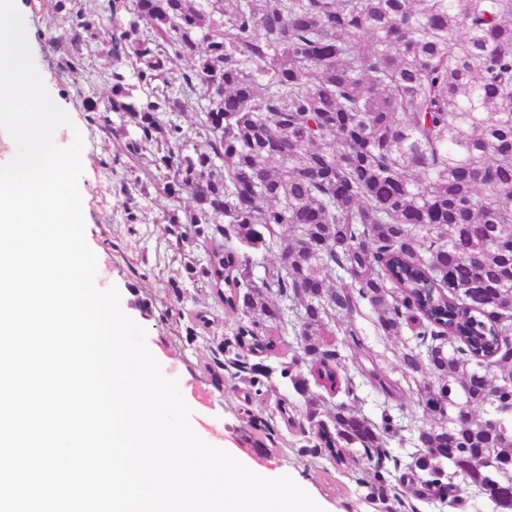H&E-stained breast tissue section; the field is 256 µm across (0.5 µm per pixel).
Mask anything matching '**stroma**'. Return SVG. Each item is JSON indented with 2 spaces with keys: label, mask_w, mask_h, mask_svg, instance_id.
Returning a JSON list of instances; mask_svg holds the SVG:
<instances>
[{
  "label": "stroma",
  "mask_w": 512,
  "mask_h": 512,
  "mask_svg": "<svg viewBox=\"0 0 512 512\" xmlns=\"http://www.w3.org/2000/svg\"><path fill=\"white\" fill-rule=\"evenodd\" d=\"M30 26L37 31L31 52L35 65L44 75V83L59 104L66 108L73 131H62L60 147L82 140L83 173L79 189L84 199L85 238L98 260L100 281L116 287L122 311L146 332V345L158 361L163 375L177 380L180 393L191 410L190 424L206 443L223 449L237 459L255 464L249 448L260 441L272 456L259 465L268 478L290 476L324 512H378L365 501L366 491L355 480L351 466L303 455L298 446L299 433L280 417L275 397L245 404L242 391L231 385L216 388L205 369L217 339L232 336L239 318L225 312L206 289L188 286L182 297H175L170 278L178 266L165 250L163 225L158 215L173 206V199L150 192L137 197V223H129L128 202L120 187L130 177L131 159L122 147L134 138L132 119H115L114 136H104L89 120L84 101L103 103L110 86V61L96 56L79 83L61 74L55 63L53 41L69 37L66 27H47L45 19L53 14L55 0H21ZM150 315H143V308ZM204 312L206 325L198 327L194 339L177 335V322L191 324L197 312ZM267 420L269 431L252 429L241 418L244 407ZM257 464V463H256Z\"/></svg>",
  "instance_id": "obj_1"
}]
</instances>
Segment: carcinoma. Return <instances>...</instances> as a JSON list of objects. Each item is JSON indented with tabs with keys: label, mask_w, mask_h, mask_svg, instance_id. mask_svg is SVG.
<instances>
[{
	"label": "carcinoma",
	"mask_w": 512,
	"mask_h": 512,
	"mask_svg": "<svg viewBox=\"0 0 512 512\" xmlns=\"http://www.w3.org/2000/svg\"><path fill=\"white\" fill-rule=\"evenodd\" d=\"M128 27L100 26L81 0H55L46 21L75 81L95 41L111 91L84 103L125 143L143 176L190 204L163 212L182 278L240 316L206 363L212 383L234 369L254 397L288 385L278 408L299 417L302 452L346 464L360 454L366 499L456 509L464 489L487 512H512V0H109ZM190 68L171 78L173 57ZM135 83H129V80ZM139 89L144 101L132 100ZM206 101L195 134L160 114ZM210 244L208 267L187 243ZM288 252L255 278L250 253ZM379 336L413 332L396 355L401 381L359 364L354 316ZM293 331L289 360L271 356ZM362 377L387 398L416 395L422 425L403 462L405 426L359 408ZM338 398L334 406L330 399ZM404 469L398 483L391 470Z\"/></svg>",
	"instance_id": "1"
}]
</instances>
